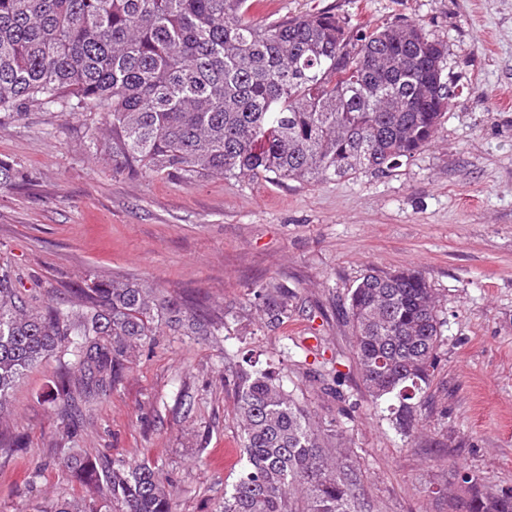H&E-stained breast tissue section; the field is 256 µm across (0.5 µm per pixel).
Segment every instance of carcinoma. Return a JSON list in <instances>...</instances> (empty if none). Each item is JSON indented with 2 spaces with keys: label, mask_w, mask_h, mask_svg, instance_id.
Listing matches in <instances>:
<instances>
[{
  "label": "carcinoma",
  "mask_w": 512,
  "mask_h": 512,
  "mask_svg": "<svg viewBox=\"0 0 512 512\" xmlns=\"http://www.w3.org/2000/svg\"><path fill=\"white\" fill-rule=\"evenodd\" d=\"M253 0H0V111L57 106L111 117L114 172L319 183L384 174L428 147L456 98L447 44L400 19L355 24L322 10L264 25ZM271 323L287 315L281 287L262 284ZM416 269L371 270L347 299L362 380L376 401L411 400L428 384L446 319ZM224 328L146 282L97 280L32 308L0 274V413L28 369L63 345L88 403L108 396L124 363L162 324ZM72 377L52 402L74 419ZM244 471L219 512H363V474L325 421L273 372L238 376ZM59 465L112 498V512H173V485L148 465L71 448ZM469 484L455 512H512V489Z\"/></svg>",
  "instance_id": "carcinoma-1"
}]
</instances>
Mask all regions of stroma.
I'll return each instance as SVG.
<instances>
[{"label":"stroma","mask_w":512,"mask_h":512,"mask_svg":"<svg viewBox=\"0 0 512 512\" xmlns=\"http://www.w3.org/2000/svg\"><path fill=\"white\" fill-rule=\"evenodd\" d=\"M330 10L357 23L404 17L448 45L459 94L430 146L386 174L320 183L116 174L101 112L30 107L0 119V271L32 306L94 279L145 281L225 321L220 336L162 329L112 394L65 432L48 397L72 360L56 350L17 386L0 440V512H50L104 491L71 482L66 449L147 463L175 484L177 512H217L245 457L234 390L246 365L275 369L345 441L379 512H451L452 471L512 488V0H257L265 24ZM421 270L447 323L415 425L364 388L342 305L370 269ZM279 284L288 315L263 320L256 288Z\"/></svg>","instance_id":"1"}]
</instances>
